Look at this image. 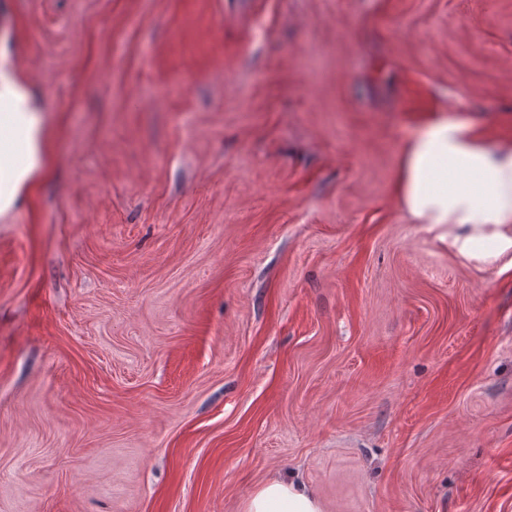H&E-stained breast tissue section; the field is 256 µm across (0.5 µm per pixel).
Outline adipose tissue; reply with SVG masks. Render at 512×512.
Wrapping results in <instances>:
<instances>
[{
    "instance_id": "adipose-tissue-1",
    "label": "adipose tissue",
    "mask_w": 512,
    "mask_h": 512,
    "mask_svg": "<svg viewBox=\"0 0 512 512\" xmlns=\"http://www.w3.org/2000/svg\"><path fill=\"white\" fill-rule=\"evenodd\" d=\"M46 169L44 114L29 83L0 69V216ZM398 194L413 220L457 225L461 250H472L485 241L486 225H512V147L489 146L467 120L441 114L407 142ZM242 512H322V505L304 485L271 478Z\"/></svg>"
}]
</instances>
